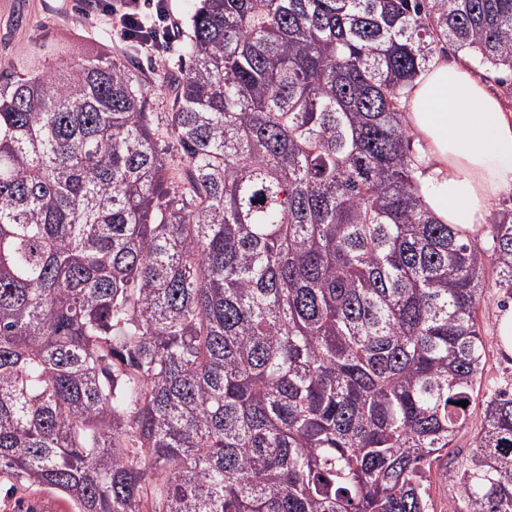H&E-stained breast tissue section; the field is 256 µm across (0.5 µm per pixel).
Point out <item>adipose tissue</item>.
I'll return each mask as SVG.
<instances>
[{"label":"adipose tissue","instance_id":"ef3b65f1","mask_svg":"<svg viewBox=\"0 0 512 512\" xmlns=\"http://www.w3.org/2000/svg\"><path fill=\"white\" fill-rule=\"evenodd\" d=\"M404 107L425 207L454 231L476 233L512 192V115L450 54L418 75Z\"/></svg>","mask_w":512,"mask_h":512}]
</instances>
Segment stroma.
I'll return each mask as SVG.
<instances>
[{
	"mask_svg": "<svg viewBox=\"0 0 512 512\" xmlns=\"http://www.w3.org/2000/svg\"><path fill=\"white\" fill-rule=\"evenodd\" d=\"M85 0H0V81L15 75L26 59L38 58L45 68H63L88 53L132 60L136 76L148 91L152 120L164 123L174 96V81L185 65L183 47L189 39V18L197 0H168L174 31L169 55L151 58L136 44L124 42L105 22L84 15ZM503 297L487 289L478 309L486 342L487 363L475 393L482 402L494 390H512V354L505 353L498 335V316ZM481 425L473 416L460 430L447 456L434 460L430 481L435 512H461L464 489L459 481ZM0 512H70L69 505L51 489L14 491L0 496Z\"/></svg>",
	"mask_w": 512,
	"mask_h": 512,
	"instance_id": "35a3bbf8",
	"label": "stroma"
}]
</instances>
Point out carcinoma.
<instances>
[{"instance_id":"cac0c4a2","label":"carcinoma","mask_w":512,"mask_h":512,"mask_svg":"<svg viewBox=\"0 0 512 512\" xmlns=\"http://www.w3.org/2000/svg\"><path fill=\"white\" fill-rule=\"evenodd\" d=\"M166 135L120 58L0 87V482L72 512H434L467 424L481 243L424 206L404 100L512 71V0H199ZM462 512H512V392Z\"/></svg>"}]
</instances>
